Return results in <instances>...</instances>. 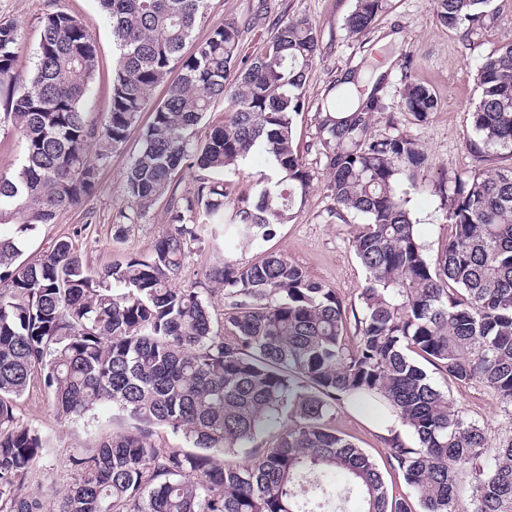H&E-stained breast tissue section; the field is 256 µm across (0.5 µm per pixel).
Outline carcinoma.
<instances>
[{
    "mask_svg": "<svg viewBox=\"0 0 512 512\" xmlns=\"http://www.w3.org/2000/svg\"><path fill=\"white\" fill-rule=\"evenodd\" d=\"M386 0H355L352 36L366 33ZM491 0H434L437 20L472 29ZM120 57L112 101L99 123L84 102L97 66L92 34L63 11L45 15L37 61L23 90L21 34L0 24V124L18 128L21 168L0 172V512H334L354 493L358 512H457L460 474L470 477L472 512H512V435L490 443L481 426L431 380L481 384L512 416V43L475 70L471 111L475 160L451 178L452 234L435 260L418 239L400 175L428 157L407 135L376 138L385 109L378 80L367 101L334 112L322 99L318 146L334 208L361 214L352 248L366 273L359 307L287 258L237 253L294 221L310 192L294 123L319 40L300 18L274 29L264 49L240 57V26L213 29L196 51L181 50L208 0H100ZM179 77L154 105L128 169L126 210L117 233L167 200L169 229L151 252L91 273L70 240L33 260L20 245L57 212L81 205L98 168L122 146L173 64ZM235 82H229L230 74ZM224 123L202 144L192 129L218 100ZM403 105L422 121L436 108L430 90L406 84ZM261 143L275 177L257 198L227 205L224 172ZM207 172L196 194L177 197L179 175ZM210 235L224 262L206 271L224 307L196 288H179L191 244ZM32 389L63 421L91 424L112 404L127 427L95 434L70 455L76 477L51 495L29 483L48 452L43 431L24 423L17 400ZM394 416L401 434L385 439L387 465L411 494L389 491L384 473L336 428V405ZM168 429L191 447L157 442Z\"/></svg>",
    "mask_w": 512,
    "mask_h": 512,
    "instance_id": "obj_1",
    "label": "carcinoma"
}]
</instances>
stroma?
I'll return each mask as SVG.
<instances>
[{
	"instance_id": "1",
	"label": "stroma",
	"mask_w": 512,
	"mask_h": 512,
	"mask_svg": "<svg viewBox=\"0 0 512 512\" xmlns=\"http://www.w3.org/2000/svg\"><path fill=\"white\" fill-rule=\"evenodd\" d=\"M354 5L355 0H209L205 18L182 49L183 55H191L214 28L233 19L241 26V54L248 58L262 51L279 24L304 17L313 25L320 55L308 72L305 107L295 125V140L311 176V189L295 222L277 226L272 237L240 254L239 259L248 262L268 252L281 254L333 288L349 304L356 303L365 282V271L351 246L352 232L365 218L349 214L337 220L328 215L334 202L325 160L317 150L316 122L317 109L328 89L350 70L366 75L373 68H381L387 110L378 115L371 133L376 137L411 136L429 156L427 166L415 179L401 177L399 187L425 252L433 259L451 234L439 183L474 165L466 139L472 134L470 112L478 97L475 66L501 45L512 42V0H494L493 19L470 34L440 25L433 0H388L371 30L358 38L345 28ZM57 10L78 17L94 38L98 67L85 110L91 119H101L111 105L119 48L98 0H0V23L11 22L21 30L19 72L25 76L36 61L41 20ZM410 80L426 86L437 101L436 109L421 122L402 105V92ZM150 120V112L141 113L126 143L115 149L108 164L100 169L93 197L58 212L51 223L38 225L28 234L23 244L25 259L35 258L60 239L72 240L94 271L152 250L168 229L164 204H157L141 223L127 225L123 233H116L113 226L116 214L127 207L125 176L140 147L142 129ZM274 170L273 159L264 147L254 148L224 174L230 201L254 199L261 176ZM451 396L490 439L512 434V416L481 385L452 388ZM17 412L23 422L43 428L51 447L32 469L30 483L66 488L74 478L69 457L86 442L83 425L58 421L46 400L35 394L24 395ZM373 419V413L345 408L336 413V427L382 464L388 448L372 429Z\"/></svg>"
}]
</instances>
